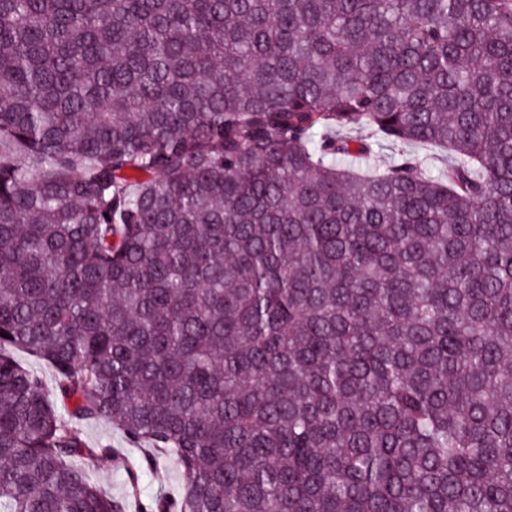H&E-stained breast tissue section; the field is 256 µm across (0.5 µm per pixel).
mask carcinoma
<instances>
[{"instance_id": "1", "label": "carcinoma", "mask_w": 512, "mask_h": 512, "mask_svg": "<svg viewBox=\"0 0 512 512\" xmlns=\"http://www.w3.org/2000/svg\"><path fill=\"white\" fill-rule=\"evenodd\" d=\"M0 512H512V0H0ZM81 427L83 436L90 446L107 444L119 454H123L134 459L142 458L148 454L155 455L157 457L162 456L160 452L150 448L148 445L141 446V448L130 446L122 430L115 425H112V422H93L84 424ZM138 492L142 498L181 495L183 478L179 467L171 459H161L151 470L144 467L139 476ZM85 463L93 470L102 488L113 496H123L130 491L127 475L123 470L99 460H86Z\"/></svg>"}]
</instances>
